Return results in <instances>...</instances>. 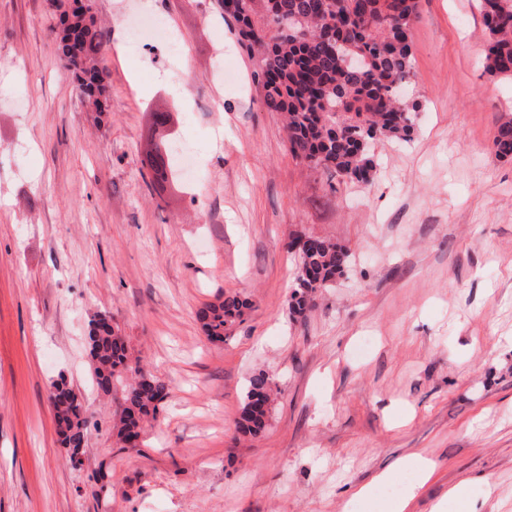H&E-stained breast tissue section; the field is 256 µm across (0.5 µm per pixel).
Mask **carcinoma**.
Wrapping results in <instances>:
<instances>
[{
	"label": "carcinoma",
	"instance_id": "cac0c4a2",
	"mask_svg": "<svg viewBox=\"0 0 512 512\" xmlns=\"http://www.w3.org/2000/svg\"><path fill=\"white\" fill-rule=\"evenodd\" d=\"M221 13L237 26L240 41L257 53L256 76L262 106L286 116L290 151L340 181L368 183L375 168L370 143L379 137L411 136L420 102L402 97L414 76L411 30L419 19L418 0H234ZM91 0H74L63 20L60 49L65 67L78 81L85 101L106 111L108 71L102 65L106 42L95 17L84 23ZM487 34L485 68L493 76H512V0H480ZM500 158L512 159V116L502 118L492 140ZM155 183L176 181L175 161L157 151L150 155ZM347 261L344 248L315 236L305 237L291 295L294 313L303 316L317 293L331 285ZM248 299L230 294L197 313L205 335L224 341L244 320ZM93 381L104 393L125 384L123 413L116 424L122 442L140 438L144 424L157 413L167 386L149 372L130 367L127 346L118 330L100 314L89 322ZM58 434L65 447H81L88 418L82 398L65 380L54 384ZM271 387L255 374L243 402L238 430L251 436L265 431Z\"/></svg>",
	"mask_w": 512,
	"mask_h": 512
}]
</instances>
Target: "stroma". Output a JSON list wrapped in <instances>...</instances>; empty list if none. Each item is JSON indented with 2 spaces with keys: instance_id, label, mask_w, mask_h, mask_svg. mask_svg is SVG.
<instances>
[{
  "instance_id": "1",
  "label": "stroma",
  "mask_w": 512,
  "mask_h": 512,
  "mask_svg": "<svg viewBox=\"0 0 512 512\" xmlns=\"http://www.w3.org/2000/svg\"><path fill=\"white\" fill-rule=\"evenodd\" d=\"M134 1L161 24L135 58ZM58 4L0 0V512H377L383 490H357L412 482L399 465L418 455L434 473L409 512L460 483L512 512V159L491 149L512 79L485 69L479 0H419L413 137L377 139L373 181L333 187L289 151L216 0H94L102 115L63 70ZM158 112L199 161L198 184L161 196L142 154ZM304 234L349 259L300 317L287 244ZM233 293L252 308L212 342L196 313ZM97 313L168 387L132 445L122 387L91 382ZM260 372L274 400L251 437L236 422ZM61 378L94 422L75 460Z\"/></svg>"
}]
</instances>
